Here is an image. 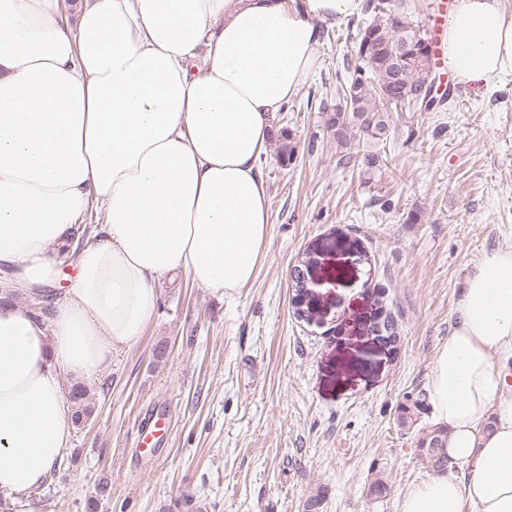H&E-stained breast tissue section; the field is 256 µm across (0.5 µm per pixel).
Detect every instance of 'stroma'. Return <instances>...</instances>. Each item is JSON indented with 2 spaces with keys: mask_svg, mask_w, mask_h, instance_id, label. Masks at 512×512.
Listing matches in <instances>:
<instances>
[{
  "mask_svg": "<svg viewBox=\"0 0 512 512\" xmlns=\"http://www.w3.org/2000/svg\"><path fill=\"white\" fill-rule=\"evenodd\" d=\"M346 30L320 23L314 70L272 120L296 149L288 163L273 146L261 158L271 227L257 279L231 298L182 273L159 284L139 342L88 382L97 411L72 434L78 464L26 492L31 512H82L102 480L99 512H304L314 494L318 512H398L432 477L417 441L435 422V353L467 273L512 239V85L458 84L449 110L393 113L379 164L342 169L329 110ZM309 252L302 319L291 274ZM379 306L399 352L370 331ZM414 404L415 426H401ZM157 415L170 431L150 466L138 429Z\"/></svg>",
  "mask_w": 512,
  "mask_h": 512,
  "instance_id": "35a3bbf8",
  "label": "stroma"
}]
</instances>
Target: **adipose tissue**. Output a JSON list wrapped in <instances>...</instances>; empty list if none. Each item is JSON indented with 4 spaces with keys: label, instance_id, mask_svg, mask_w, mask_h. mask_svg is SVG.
Masks as SVG:
<instances>
[{
    "label": "adipose tissue",
    "instance_id": "obj_1",
    "mask_svg": "<svg viewBox=\"0 0 512 512\" xmlns=\"http://www.w3.org/2000/svg\"><path fill=\"white\" fill-rule=\"evenodd\" d=\"M360 2L0 0V494L60 462L66 381L139 341L168 273L226 296L255 280L272 117L315 67L318 22ZM446 61L463 85L512 83L506 0H455ZM94 205L95 241L61 287L60 252ZM48 292L41 317L17 301ZM427 399L464 470L415 485L399 512H512L511 241L467 274Z\"/></svg>",
    "mask_w": 512,
    "mask_h": 512
}]
</instances>
